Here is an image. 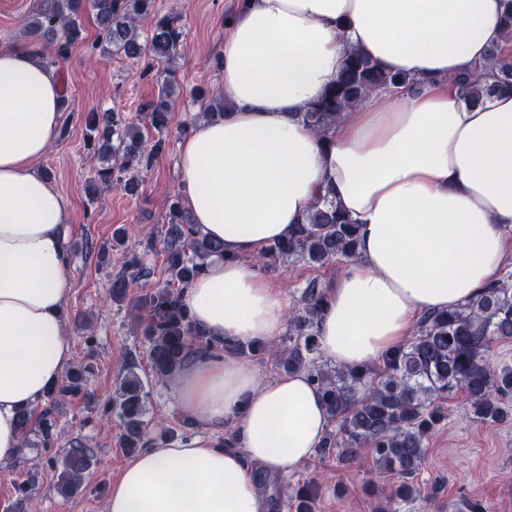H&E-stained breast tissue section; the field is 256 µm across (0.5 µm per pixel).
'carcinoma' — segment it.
I'll use <instances>...</instances> for the list:
<instances>
[{
  "mask_svg": "<svg viewBox=\"0 0 512 512\" xmlns=\"http://www.w3.org/2000/svg\"><path fill=\"white\" fill-rule=\"evenodd\" d=\"M156 0H37L29 15L30 35L43 43L37 48L46 63L55 68L61 83H66L62 64L72 49L86 39L84 15L94 14L98 34L91 49L102 55L115 48L127 57L138 59L151 54L161 62L172 61L184 37L177 20L159 15ZM146 37H141L142 26ZM484 68L492 80L473 71L460 74L452 83L470 104L504 91L512 92V57L500 50L490 53ZM158 98L147 104L144 121L139 123L112 110L91 109L80 115L86 130L87 145L109 160L94 171V189L120 185L129 193L137 192L142 174L149 171L164 141L146 145L145 132L167 130L172 111V87L175 72L163 68ZM413 77L392 74L379 68L367 55L350 52L336 81L301 113L303 121L321 138L335 127L341 112L356 105L374 91L395 87L414 90ZM127 233L117 228L112 233V248H123L125 269L148 277L144 254L128 248ZM357 225L332 200L317 202L297 225L288 239L266 246L257 257V268L267 272L290 259L306 260L319 266L356 256ZM147 250L162 257L167 280L152 286L134 300L128 299L126 273L112 276L109 289L112 302L130 306L133 322L149 343L148 357L153 376L159 381L175 378L192 349L206 350L205 334L193 324L182 297L184 290L199 277L210 259H223L224 243L208 238L192 224L179 198L169 205V217L163 236L151 239ZM327 303L326 287L316 278L308 280L301 291L298 306L290 310L288 344L235 347L244 356L264 354L287 372L303 371L322 392L332 428L325 434L318 452L323 459L341 463L356 461L371 450L378 467L401 477L400 484L387 499L383 512H397L394 504L407 502L420 493L415 478L421 467L430 435L444 418L443 402L456 390L467 396L473 415L481 422L499 423L512 417V366L496 367L487 359L496 339H512V279L490 285L476 299L445 312L422 318L410 342L386 353L382 365L374 368L338 367L329 369L319 363L317 322ZM91 369L78 365L65 374L49 394L58 400L87 401V377ZM149 392L139 375L127 369L113 399L123 425L124 447L133 451L145 448V420ZM34 410L19 413L22 448L29 446ZM53 412L38 417V433L46 446L54 437ZM96 457L95 449L81 439L71 440L57 453L59 469L56 489L68 497L80 490L85 473ZM259 486L269 493L271 512L281 508L279 489L274 479L262 471L254 472ZM319 486L308 481L287 498V507L295 512H315Z\"/></svg>",
  "mask_w": 512,
  "mask_h": 512,
  "instance_id": "1",
  "label": "carcinoma"
}]
</instances>
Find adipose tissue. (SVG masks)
Instances as JSON below:
<instances>
[{
    "instance_id": "ef3b65f1",
    "label": "adipose tissue",
    "mask_w": 512,
    "mask_h": 512,
    "mask_svg": "<svg viewBox=\"0 0 512 512\" xmlns=\"http://www.w3.org/2000/svg\"><path fill=\"white\" fill-rule=\"evenodd\" d=\"M503 11L504 0H236L216 60L231 110L200 121L177 162L185 209L226 254L184 293L211 346L188 357L172 394L203 432L143 448L105 512H266L254 468L289 476L313 457L328 427L321 393L302 372L262 377L234 347L284 331L285 294L247 260L321 196L358 227L317 324L332 363L379 361L424 313L498 281L512 254V92L473 106L451 80L512 48ZM353 49L419 85L366 97L324 141L298 114ZM61 95L32 45L0 46V467L21 446L20 409L45 399L71 357L70 208L38 166Z\"/></svg>"
}]
</instances>
